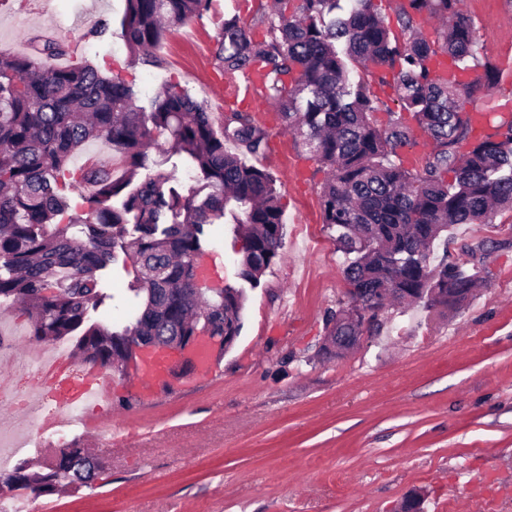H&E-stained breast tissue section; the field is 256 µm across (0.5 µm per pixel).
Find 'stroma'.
<instances>
[{
    "label": "stroma",
    "instance_id": "1",
    "mask_svg": "<svg viewBox=\"0 0 512 512\" xmlns=\"http://www.w3.org/2000/svg\"><path fill=\"white\" fill-rule=\"evenodd\" d=\"M270 0H211L154 49L160 66L134 62L120 36L125 0H0V50L56 40L80 60L132 84L149 100L174 82L215 118L249 113L268 133L254 165L272 174L284 237L257 286H243L241 242L228 219L211 228L204 258L220 283L244 287L242 328L210 373L178 374L140 393L114 376L112 411L95 415V454L107 464L94 489L39 498L37 512H396L420 493L425 512H512V210L490 224H455L436 256L471 262L486 287L461 309L402 305L344 357L324 354L326 317L347 299L343 258L323 222L326 177L285 129L270 100H224L242 81L216 55L224 20L255 38ZM492 63L512 60V0H463ZM108 24L104 37L90 32ZM136 269L125 257L103 271L104 311L132 310Z\"/></svg>",
    "mask_w": 512,
    "mask_h": 512
}]
</instances>
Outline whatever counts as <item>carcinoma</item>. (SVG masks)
Here are the masks:
<instances>
[{
    "instance_id": "1",
    "label": "carcinoma",
    "mask_w": 512,
    "mask_h": 512,
    "mask_svg": "<svg viewBox=\"0 0 512 512\" xmlns=\"http://www.w3.org/2000/svg\"><path fill=\"white\" fill-rule=\"evenodd\" d=\"M121 37L144 63L174 24L201 16L210 0H125ZM276 0L264 14L267 37L256 40L246 22L224 20L217 54L227 71H262L265 96L285 128L327 170L320 191L323 223L346 260L348 301L327 319L329 336H362L376 316L349 323L346 306L383 310L421 302L448 306V289L482 282L470 269L442 259L432 246L450 224H491L512 209V111L486 114L490 132L475 133L455 92L482 100L499 84L462 0H397L399 31L374 0ZM437 20L432 33L422 24ZM57 42L28 54L0 52V299L20 304L30 336L48 342L77 336L73 353L118 373L114 364L142 336H191L208 328L237 336L241 288L183 291L196 275L208 226L231 213L243 242L238 277L255 286L278 257L283 212L272 175L244 161L267 145L266 130L247 113L224 114L215 129L204 105L169 82L148 104L134 86L91 62L56 68ZM396 92L398 110L371 95L366 77ZM386 111L380 123L376 113ZM421 133L431 151L407 167L399 151ZM104 138L123 163L117 177L94 160L76 182L94 185V206L70 218L82 239L47 225L68 209L61 171L88 142ZM185 154L202 185L186 194L175 177L156 171L134 183L159 139ZM231 143L235 151L225 148ZM120 199L113 205V199ZM138 236L128 238V217ZM122 252L138 268L131 291L138 309L128 321L89 322L104 303L100 272ZM102 471L78 441L60 449L41 473L21 460L0 471V496L36 500L64 487H93Z\"/></svg>"
}]
</instances>
